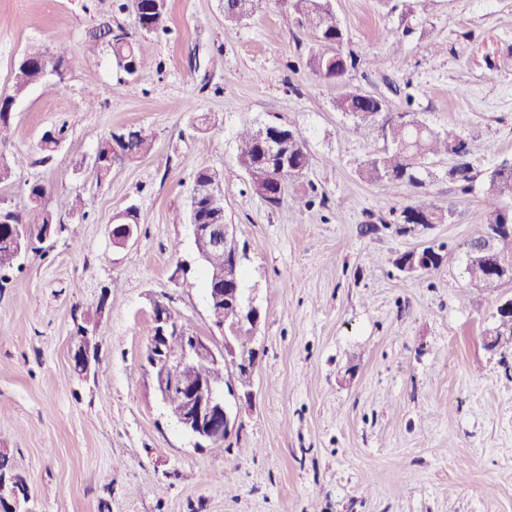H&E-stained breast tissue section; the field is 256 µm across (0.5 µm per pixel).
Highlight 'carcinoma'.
I'll return each mask as SVG.
<instances>
[{"label": "carcinoma", "instance_id": "1", "mask_svg": "<svg viewBox=\"0 0 512 512\" xmlns=\"http://www.w3.org/2000/svg\"><path fill=\"white\" fill-rule=\"evenodd\" d=\"M281 10L288 16L300 32L309 39L308 67L311 71L334 82L356 69L358 60L353 53L343 54L341 46L345 41V30L336 21L332 12V0H277ZM258 8V0H224V21L239 23L249 18ZM167 4L156 15L134 14L135 26L147 33L164 28ZM119 68L134 77L148 65L147 58L129 39L107 41ZM67 61V49L59 42L49 51L39 45H31L24 51L22 61L14 68V92L20 93L27 87L41 81V74L48 69H58ZM337 111L344 112L354 119L356 128L376 124L390 110L387 99L349 86L334 100ZM384 138L390 147L368 159L361 167L360 177L371 183H378L387 189H393L407 183L418 189V195L411 204L401 211L405 224L413 223L411 216L422 218L420 225L431 227L445 224L450 218L449 210L434 202L430 194L423 190V183L417 176L419 168L431 157L453 154L464 157L467 143L455 129L433 130L414 118L395 121L383 128ZM262 129L245 128L237 136V168L224 171V180L230 181L247 170H257L261 165ZM153 134L143 126H129L117 132H111L98 145L99 160L90 168L87 178L100 186L112 170L117 160H132L147 154L152 146ZM288 155V170L279 174L280 194L290 181L300 179L309 165L306 146L298 144L293 136H288L281 148ZM450 176L459 184L462 191L470 188L475 179L473 167L468 162H460L450 170ZM46 188L41 183H33L28 189L30 205L23 212L14 211L7 215L9 223H0V272H7L19 266L17 249L13 245V231L29 228L26 240L29 250H43L41 243L48 227H59L53 222L49 212L41 208L39 200L45 195ZM487 193L494 199H512V166L499 170L496 177L487 181ZM216 208L211 200L201 198L195 202L190 217L198 224H207ZM504 224L512 225V205L496 204L489 208L483 218V230L500 228ZM465 272L473 285L489 291H498L502 283L490 277L485 260L469 256L466 259ZM494 346L499 348L512 345V316L501 319L496 326ZM226 367L202 362L196 368V379H203L213 386L224 384Z\"/></svg>", "mask_w": 512, "mask_h": 512}]
</instances>
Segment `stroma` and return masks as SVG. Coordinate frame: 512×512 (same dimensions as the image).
<instances>
[{"mask_svg":"<svg viewBox=\"0 0 512 512\" xmlns=\"http://www.w3.org/2000/svg\"><path fill=\"white\" fill-rule=\"evenodd\" d=\"M333 8L360 59L341 84L307 67V39L276 0L238 24L222 0H167L154 33L134 26L131 0H0V95H14L28 45L65 37L69 60L59 92L14 95L0 134L11 167L0 207L27 208L39 182L65 226L0 280V451L29 484L31 512H512V348H486L496 298L464 273L492 202L485 175L512 160V0ZM104 21L148 57L139 76L108 45L87 52ZM348 85L388 94L431 128L478 129L470 192L448 177L455 156L418 172L450 223L403 231L413 188L360 177L385 141L334 108ZM270 124L293 129L310 164L277 206L247 175L222 185L244 295L261 312L255 333L228 342L210 316L189 193L199 169L236 167L243 128ZM130 125L154 131L151 152L115 164L103 185L86 181L101 140ZM57 129L44 157L41 138ZM77 195L89 205L76 212ZM131 205L135 238L114 247L108 226ZM428 246L437 270L393 266ZM103 296L99 362L82 376L71 349ZM157 301L216 349L255 353L253 395L231 400L237 422L221 445L195 448L155 391L144 331Z\"/></svg>","mask_w":512,"mask_h":512,"instance_id":"35a3bbf8","label":"stroma"}]
</instances>
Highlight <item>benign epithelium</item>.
<instances>
[{
    "label": "benign epithelium",
    "mask_w": 512,
    "mask_h": 512,
    "mask_svg": "<svg viewBox=\"0 0 512 512\" xmlns=\"http://www.w3.org/2000/svg\"><path fill=\"white\" fill-rule=\"evenodd\" d=\"M249 176L256 180L257 192L274 198L276 194L265 189L263 183L276 182L278 174L271 170L257 175L254 172ZM127 212L113 217L112 244L118 248L127 247L134 238L136 225L127 224ZM230 225L228 224H191L194 244L200 260H206L209 252L225 249L230 244ZM493 235L476 236L468 244L471 252L485 253L490 261V270L497 278L512 283V260L506 259L491 249ZM232 272L225 275L214 276L208 294V303L230 306L229 319L231 328L237 327L239 310L247 309L244 317L251 330H256L259 321V310L253 304L245 303L242 289L239 288L236 276L239 267V254L229 257ZM152 317L156 324V331L150 337L146 351V362L151 368L155 387L159 394H166L169 389H176L181 396V409L175 415L180 427L195 440L198 448L210 447L224 442L231 424V415L226 405L225 394H234L233 388L227 390H209L203 393L205 383L202 381H184V375L200 361H213L225 363L232 361L238 373V380L248 382L254 370V359L250 357H237L230 342H224V351H217L209 339L197 336L185 330L180 324L173 321L168 314V306L160 301L153 303ZM178 335L182 339V349L171 354L166 346L171 335ZM72 358L79 361L84 370H89L91 362L98 361V356L92 352L90 333L78 336L72 349ZM31 499L28 487L17 484L10 479L0 480V500L12 502L25 507Z\"/></svg>",
    "instance_id": "1"
}]
</instances>
